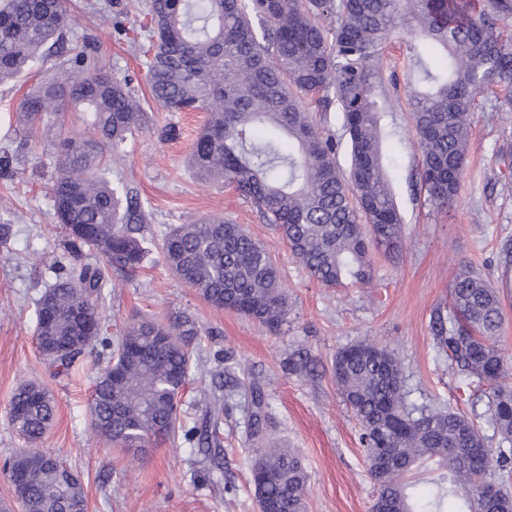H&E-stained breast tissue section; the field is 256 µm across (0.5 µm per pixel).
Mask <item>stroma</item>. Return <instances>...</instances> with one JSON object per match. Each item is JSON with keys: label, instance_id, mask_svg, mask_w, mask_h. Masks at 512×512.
I'll use <instances>...</instances> for the list:
<instances>
[{"label": "stroma", "instance_id": "1", "mask_svg": "<svg viewBox=\"0 0 512 512\" xmlns=\"http://www.w3.org/2000/svg\"><path fill=\"white\" fill-rule=\"evenodd\" d=\"M69 5L77 25L68 32L65 49L90 46L102 66L128 80L150 110L148 129L106 163L108 177L128 183L149 213L150 253L129 278L93 252L81 258L104 267L114 284L99 307L109 333L119 336L142 318L194 315L204 333L181 395L182 415H199L200 371L213 367L216 352H223L238 382L262 388L277 437L302 456L308 472L306 512H370L373 484L359 429L336 392L332 358L341 347L373 340L401 355L416 403L485 414L486 403H459L458 380L437 354L433 321L437 311L447 310L461 265H470L503 292L505 320L497 346L512 361V271L499 264L501 246L512 243V161L498 155L502 142L512 139V124L492 111L490 96H479L457 197L452 205L435 208L415 184L421 156L408 106L400 104L389 152L403 247L393 256L370 251L372 284L326 288L295 262L280 233L265 224L249 200L223 180L201 179L191 166L205 115L154 105L139 58V45L148 38L139 28L145 0H69ZM118 13L127 29L137 31V40L114 32L110 18ZM58 63L55 57L35 63L16 81L0 85V157H9L14 170L13 176H0V223L11 227L7 240L0 241V462L26 446L9 423V404L21 382L36 380L56 406L43 445L78 475L88 512H259L250 484L246 393L235 397L224 417L221 468L203 462L196 447L167 440L150 441L133 462L99 442L91 428L94 380L108 351L94 347L69 374L57 376L37 347L35 301L54 283L65 253V231L54 220L51 199L55 143L60 129L84 130L89 115L71 109L63 126L40 123L27 131L17 114L24 95ZM214 213L247 227L275 258L288 294V321L280 334L234 311L212 308L167 268L161 253L165 232ZM298 349L317 360L314 377L286 370L289 355Z\"/></svg>", "mask_w": 512, "mask_h": 512}]
</instances>
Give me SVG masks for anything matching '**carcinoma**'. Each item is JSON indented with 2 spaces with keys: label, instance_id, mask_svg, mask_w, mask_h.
<instances>
[{
  "label": "carcinoma",
  "instance_id": "1",
  "mask_svg": "<svg viewBox=\"0 0 512 512\" xmlns=\"http://www.w3.org/2000/svg\"><path fill=\"white\" fill-rule=\"evenodd\" d=\"M73 19L67 0H0V83L59 53ZM140 28L151 96L170 112L206 114L191 163L204 179L222 178L279 230L292 257L320 284L336 288L370 279L367 253L402 244L403 219L392 191V134L397 85L382 78V53L393 38L408 45V103L418 137V171L427 200L453 202L466 163L470 112L494 94V112H512V0H146ZM91 114L86 131H60L52 204L72 257L36 300L35 337L57 375L98 343L111 350L94 385L92 425L105 444L138 457L153 438L223 452L221 429L231 394L223 392L224 355L200 376L203 417L180 416L193 346L202 327L187 315L127 325L117 339L98 315L108 281L101 268L79 263L84 250L134 273L146 250L147 214L133 191L104 176L145 128L148 114L126 80L108 73L87 48L27 93L18 119L28 128L59 120L68 107ZM339 115L350 164L337 162L340 141L326 131ZM165 264L179 281L217 309H229L278 333L288 315L279 269L242 225L212 214L169 229ZM89 311L85 326L77 309ZM503 323L499 288L466 268L450 289L448 317L437 315L435 340L468 399L487 398L486 426L465 413L416 405L398 354L370 340L333 358L337 391L360 427L374 486L371 512H496L482 481L512 497V389L495 346ZM247 438L258 444L250 464L258 506L306 512L307 473L292 448L266 441L271 413L261 388L249 386ZM55 415L48 391L24 383L9 416L30 449L3 463L24 512H67L87 504L78 476L39 449ZM492 431L486 436L484 429ZM496 447L480 457L475 448ZM384 454L381 470L373 458ZM441 473L424 492L406 481L418 465Z\"/></svg>",
  "mask_w": 512,
  "mask_h": 512
}]
</instances>
